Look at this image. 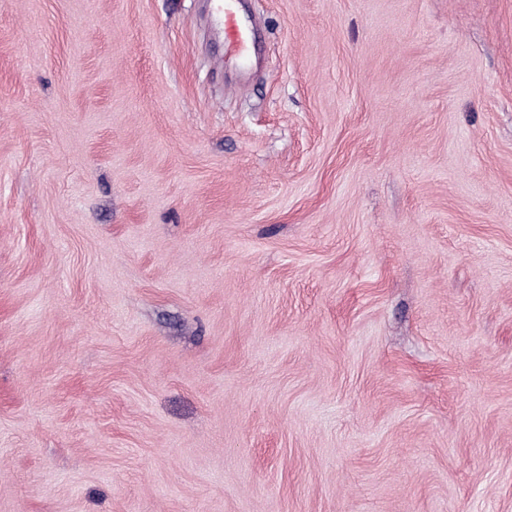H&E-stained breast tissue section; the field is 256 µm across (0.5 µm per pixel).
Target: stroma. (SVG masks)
<instances>
[{"label": "stroma", "instance_id": "1", "mask_svg": "<svg viewBox=\"0 0 512 512\" xmlns=\"http://www.w3.org/2000/svg\"><path fill=\"white\" fill-rule=\"evenodd\" d=\"M0 0V512H512V0ZM215 20L224 29V45L227 49L239 54L250 47L254 33L250 25L240 19L235 0H226L222 9L218 5Z\"/></svg>", "mask_w": 512, "mask_h": 512}]
</instances>
